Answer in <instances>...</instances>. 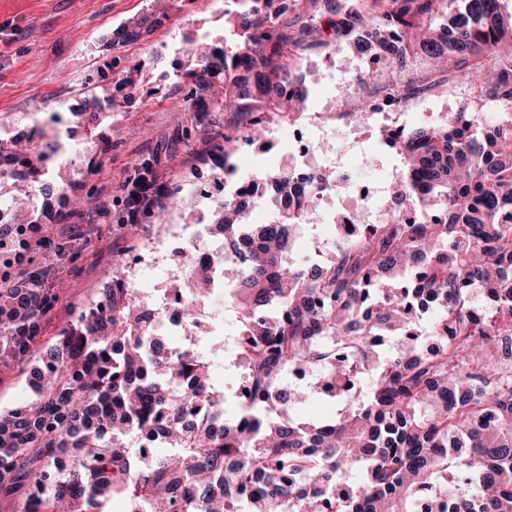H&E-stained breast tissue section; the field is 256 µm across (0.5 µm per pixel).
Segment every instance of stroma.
Wrapping results in <instances>:
<instances>
[{"label":"stroma","instance_id":"obj_1","mask_svg":"<svg viewBox=\"0 0 512 512\" xmlns=\"http://www.w3.org/2000/svg\"><path fill=\"white\" fill-rule=\"evenodd\" d=\"M145 13L164 14L165 20L138 43L109 46L115 26ZM3 24L14 34L11 41H0V124L64 104L56 131L65 146L60 160L73 172L70 186L53 181L52 196L37 200L38 205L65 213L60 221L42 218L36 230L60 246L59 251L36 257L46 288L59 298L32 347L37 353L56 343L58 332L78 307L98 298L117 256L165 233L159 224H122V213L112 204L136 163H150L158 182L173 189L187 180L204 186L217 181L210 167L211 150L214 136L224 129V115L212 112L201 120L188 111L186 88L168 64L145 69L132 103L100 124L96 137L77 124L75 112L86 97L109 96L113 77L105 65L113 56L148 62L164 46L210 45L223 40L224 19L208 0H196L190 7L183 0H0ZM295 66L307 78L306 112H346L351 100L367 94L358 80L365 63L346 44L305 49ZM470 98L464 84L451 82L412 100L397 121L434 124ZM268 129L278 140L276 149L250 150L239 160L242 168L274 171L287 165L292 124L274 122ZM352 136L365 160L351 169L353 188L386 179L398 166V156L379 140L376 129L359 126ZM28 378V367L0 362V411L34 399Z\"/></svg>","mask_w":512,"mask_h":512}]
</instances>
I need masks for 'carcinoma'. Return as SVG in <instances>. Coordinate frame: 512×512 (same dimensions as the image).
I'll return each instance as SVG.
<instances>
[{
    "instance_id": "1",
    "label": "carcinoma",
    "mask_w": 512,
    "mask_h": 512,
    "mask_svg": "<svg viewBox=\"0 0 512 512\" xmlns=\"http://www.w3.org/2000/svg\"><path fill=\"white\" fill-rule=\"evenodd\" d=\"M229 2L224 50H189L178 74L192 111L241 116L217 163L240 137L260 141L270 121L301 114L308 88L291 52L331 45L324 16L379 64L360 75L373 89L344 113L349 122L378 97L408 103L450 80L481 106L383 128L402 162L387 188L395 208L325 262H300L293 249L321 207L317 186L332 182L326 170L259 175L254 192L274 190L268 224L249 223V199L224 200L215 227L244 260L224 263L236 282L226 305L237 315L242 414L224 418L197 308L184 328L197 344L172 348L153 332L155 309L112 276L30 372L35 403L0 412V493L24 491L19 512H96L115 495L131 512H413L425 492L436 493L433 512H512V0H308L301 24L299 0ZM160 24L130 19L112 44ZM419 56L429 61L422 79L409 71ZM110 67L126 89L142 80L140 62ZM19 143L0 140V175L19 166L40 182L63 152L57 137ZM408 206L419 222L400 221ZM174 280V295L211 291L203 261ZM39 283L32 271L26 284L0 285V358L26 361L39 337L55 303ZM473 287L489 301L478 322ZM429 331L442 348L421 347ZM290 371L307 383L285 387ZM303 390L341 408L299 423ZM131 435L175 452L142 465Z\"/></svg>"
}]
</instances>
